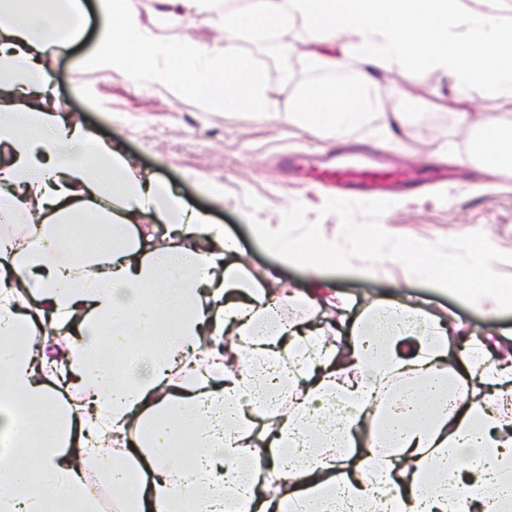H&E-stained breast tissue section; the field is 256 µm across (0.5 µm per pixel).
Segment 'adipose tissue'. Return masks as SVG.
<instances>
[{"instance_id": "obj_1", "label": "adipose tissue", "mask_w": 512, "mask_h": 512, "mask_svg": "<svg viewBox=\"0 0 512 512\" xmlns=\"http://www.w3.org/2000/svg\"><path fill=\"white\" fill-rule=\"evenodd\" d=\"M161 21L204 17L222 49L182 47L142 26L133 0H99L108 18L93 65L130 70L201 104L272 109L262 68L239 41L301 23L321 43L310 67L352 83L305 88L301 120L340 139L381 111L371 68L403 83L432 70L467 97L512 99V0H158ZM81 0H0V222H35L0 245V512L47 499L101 512L95 472L123 512H512V365L488 343L453 354L447 327L419 307L373 303L351 344L323 327L289 334L277 293L247 276L237 241L168 186L138 177L112 142L42 97L47 57L85 34ZM490 174L512 169V122H476ZM166 225L159 242L140 226ZM108 244L74 253L82 225ZM245 293L242 301L227 291ZM241 363L226 368L228 356ZM393 378L415 379L381 404ZM45 413L33 441L26 414ZM376 436L358 445L356 430ZM196 451L184 467L178 443ZM378 475L369 484L366 474Z\"/></svg>"}]
</instances>
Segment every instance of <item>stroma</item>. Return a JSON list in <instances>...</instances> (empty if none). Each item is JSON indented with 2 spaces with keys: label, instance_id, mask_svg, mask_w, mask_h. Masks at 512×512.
<instances>
[{
  "label": "stroma",
  "instance_id": "stroma-1",
  "mask_svg": "<svg viewBox=\"0 0 512 512\" xmlns=\"http://www.w3.org/2000/svg\"><path fill=\"white\" fill-rule=\"evenodd\" d=\"M88 26L84 38L69 52L50 60L52 83L48 97L87 126L99 138L120 146L129 162L158 182L173 187L190 207L206 211L241 246V262L272 288L314 289L338 294L348 302L344 335L362 321L375 300L421 306L445 322L451 342L460 335L489 332L512 334V312L490 314L435 287L420 284L398 261L376 264L354 260L353 272L313 274L267 252L246 219L281 223L294 204H303L308 220L318 221L322 236L340 237L341 223L320 216L327 200L320 180L308 173L309 156L365 153L410 174L416 183L388 194L390 208L382 215L386 232L432 243L442 238L483 233L498 250L512 253V170L501 172L497 188L484 190L488 177L472 162L478 133L462 124L458 113L490 112L512 121V101L483 93L458 97L453 80L432 72L420 74L406 87L414 108L399 127L392 113L399 109L393 94V74L381 71L384 111L351 131L343 141L325 137L316 128L294 122L289 111L301 89L319 79L304 69L291 47L314 48L316 37L293 24L279 38L245 40L243 56L265 69L273 89L274 110L259 117L247 108L206 107L196 98L173 97L164 87L138 82L131 73H100L86 60L101 27L96 0H84ZM144 26L163 41L208 48L224 43L218 24L188 20L175 27L157 26L156 0H136ZM259 209H250L247 196Z\"/></svg>",
  "mask_w": 512,
  "mask_h": 512
}]
</instances>
